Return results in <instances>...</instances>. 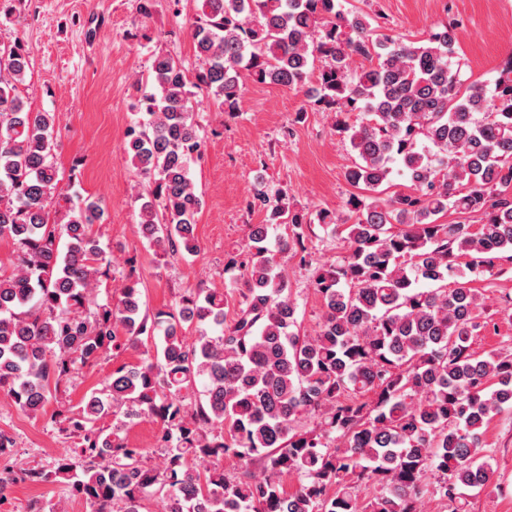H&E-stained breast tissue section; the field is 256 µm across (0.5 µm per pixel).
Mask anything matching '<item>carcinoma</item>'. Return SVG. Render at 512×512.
Segmentation results:
<instances>
[{
	"instance_id": "carcinoma-1",
	"label": "carcinoma",
	"mask_w": 512,
	"mask_h": 512,
	"mask_svg": "<svg viewBox=\"0 0 512 512\" xmlns=\"http://www.w3.org/2000/svg\"><path fill=\"white\" fill-rule=\"evenodd\" d=\"M190 35L203 69L191 83L178 59L155 51L149 80L159 95L142 96V117L126 133L125 152L147 183L138 196L143 236L166 256L201 251L193 89L236 112L244 72L294 90L318 72L311 99L334 112L356 155L344 177L371 193L347 201L350 251L313 281L325 308L320 329H298L283 261L307 252L308 220L280 189L247 202L270 213L229 256L242 286L232 324L216 289L142 311L131 271L99 299L100 278H112L93 232L104 211L64 193L55 115L16 95L30 61L15 43L0 51V240L13 245L0 260V390L37 415L104 354L141 348L143 358L113 370L104 392L56 409L50 419L74 447L49 471L0 476V498L19 482H46L95 512H141L150 497L164 512H420L428 473L434 493L453 503L461 488L487 487L483 428L512 410V354L471 348L480 302L464 278L512 252V58L493 85L465 87L452 27L400 39L338 0H202ZM355 55L370 65L352 72ZM350 112L365 119L350 125ZM395 171L410 192L386 196ZM60 198L66 207L55 219ZM450 210L481 224L438 223ZM281 224L290 234L273 251L269 231ZM119 415L154 419L159 462L121 427L101 425ZM228 454L244 462L237 476L198 468ZM290 475L291 493L282 484ZM368 481L380 491L366 501L359 489Z\"/></svg>"
}]
</instances>
